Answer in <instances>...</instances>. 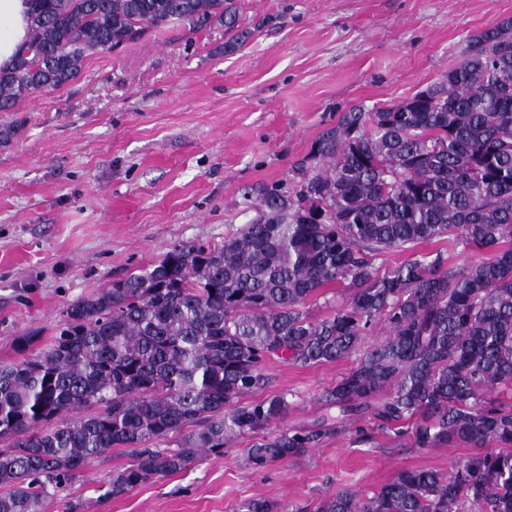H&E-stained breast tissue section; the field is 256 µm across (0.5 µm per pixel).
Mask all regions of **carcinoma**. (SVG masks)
Here are the masks:
<instances>
[{
    "label": "carcinoma",
    "instance_id": "obj_1",
    "mask_svg": "<svg viewBox=\"0 0 512 512\" xmlns=\"http://www.w3.org/2000/svg\"><path fill=\"white\" fill-rule=\"evenodd\" d=\"M30 32L0 69V112L63 88L84 61L171 26L236 24L234 0H30ZM296 167L298 189L258 190L260 214L219 246L172 245L153 264L69 303L44 346L18 337L0 363V512H44L96 457L131 462L105 495L222 454L288 411L281 395L246 402L270 359L311 365L350 357L378 323L383 341L323 394L346 421H414L420 448L477 452L444 476L406 470L374 496L345 491L296 512H512V412L487 393L512 387V19L471 40L444 79L374 112L353 109ZM451 238L494 258L442 269L414 255L373 258ZM346 282V304L307 305ZM95 407L96 412L81 411ZM333 432L315 423L253 443L256 469ZM177 436L176 447L146 443ZM492 443L501 445L488 451Z\"/></svg>",
    "mask_w": 512,
    "mask_h": 512
}]
</instances>
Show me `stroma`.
I'll return each mask as SVG.
<instances>
[{"instance_id": "1", "label": "stroma", "mask_w": 512, "mask_h": 512, "mask_svg": "<svg viewBox=\"0 0 512 512\" xmlns=\"http://www.w3.org/2000/svg\"><path fill=\"white\" fill-rule=\"evenodd\" d=\"M241 29L173 28L89 58L63 89L37 96L0 124V363L16 361L27 332L52 336L69 302L157 261L176 242L218 245L255 217L245 196L291 184L321 133L343 112L410 98L456 65L470 39L512 17V0H235ZM446 265L489 259L448 238L385 252ZM354 358L308 366L270 361L252 400L284 396L269 435L316 422L334 433L263 469L253 437L229 442L188 469L104 497L128 456L96 458L46 512H238L251 498L274 508L354 491L365 496L401 471L450 472L469 445L420 448L410 424L342 423L321 396Z\"/></svg>"}]
</instances>
